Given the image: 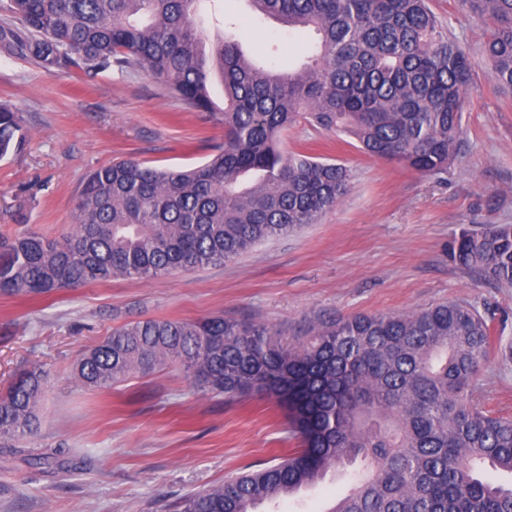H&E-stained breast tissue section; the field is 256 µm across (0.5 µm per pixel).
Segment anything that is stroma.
<instances>
[{"instance_id": "stroma-1", "label": "stroma", "mask_w": 512, "mask_h": 512, "mask_svg": "<svg viewBox=\"0 0 512 512\" xmlns=\"http://www.w3.org/2000/svg\"><path fill=\"white\" fill-rule=\"evenodd\" d=\"M430 7L471 47L490 31L488 19L458 0H431ZM199 22L210 35L239 39L251 57L279 71L303 62L316 41L313 31L252 17L245 0H203ZM473 62L461 147L444 179L367 157L300 121L283 134V150L305 147L353 172L348 193L318 223L221 266L118 277L36 297L0 295V390L24 367L49 370L38 429L25 444L66 451L62 467L41 469L0 448V512H172L178 499L244 468L277 464L297 447L275 403L203 392L178 366L133 373L101 391L81 388L75 361L134 319L223 314L288 338L323 314L464 301L501 345L512 344V288L448 256L461 232L512 224V92L497 86L481 55ZM1 103L20 112L22 144L0 159V239L69 233L86 177L112 161L190 169L224 142L217 114L186 109L138 70L49 74L0 50ZM477 383L486 410L512 416V361L491 352ZM349 482V470L338 469L283 498L278 512H329Z\"/></svg>"}]
</instances>
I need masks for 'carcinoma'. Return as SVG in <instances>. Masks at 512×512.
Returning <instances> with one entry per match:
<instances>
[{
	"mask_svg": "<svg viewBox=\"0 0 512 512\" xmlns=\"http://www.w3.org/2000/svg\"><path fill=\"white\" fill-rule=\"evenodd\" d=\"M202 0H0V49L49 74L139 68L189 108L216 111L224 146L190 170L122 159L91 172L75 229L58 240L23 232L0 242V295L38 296L116 276L151 278L234 259L315 224L347 194L343 163L280 150L302 119L352 138L365 155L439 178L457 153L471 50L428 0H247L252 12L316 33L297 69L253 64L226 37L205 51ZM492 29L480 52L512 90V0H459ZM17 110L0 105V157L20 144ZM455 263L512 287V224L463 233ZM493 347L468 303L318 318L286 342L268 325L216 315L131 321L73 368L87 390L178 364L228 399L263 395L288 412L300 447L280 463L183 498L175 512H259L266 503L360 460L331 512H512V418L485 411L475 378ZM48 374L26 368L0 392V448L34 434ZM59 448L24 452L53 467Z\"/></svg>",
	"mask_w": 512,
	"mask_h": 512,
	"instance_id": "cac0c4a2",
	"label": "carcinoma"
}]
</instances>
